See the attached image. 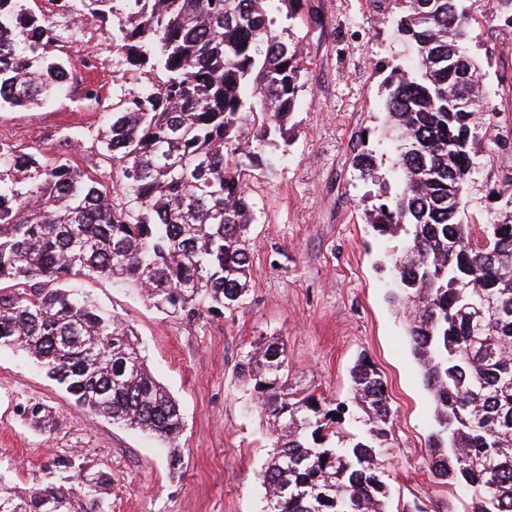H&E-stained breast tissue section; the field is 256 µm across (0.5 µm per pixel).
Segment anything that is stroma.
Listing matches in <instances>:
<instances>
[{"instance_id": "1", "label": "stroma", "mask_w": 512, "mask_h": 512, "mask_svg": "<svg viewBox=\"0 0 512 512\" xmlns=\"http://www.w3.org/2000/svg\"><path fill=\"white\" fill-rule=\"evenodd\" d=\"M319 25L289 21V37L306 53L304 87L288 140L275 146L271 168L243 175L254 221L250 226L253 287L239 308L193 319L166 316L134 291L103 279L88 291L103 309L129 324L157 379L176 397L184 418L177 440L180 472L168 465L165 443L76 408L68 395L19 352L0 351V473L18 487L40 484L55 456L76 457L87 471L112 476L108 512H266L261 471L272 439L237 378L244 352L283 337L288 384L334 403L349 402L351 370L368 357L386 384L393 413L380 460L390 486L391 512L412 499L430 512H461L458 488L429 468L427 441L433 401L423 384L401 319L390 302L388 265L402 244L372 233L362 209L372 187L352 165L350 138L371 131L379 171L393 179V145L382 120L383 66L412 53L392 17L367 0H305ZM59 30L55 54L68 60L65 95L30 111L0 108V149L71 160L110 181L101 143L106 114L125 92L158 81L157 73L126 65L112 37L82 20L80 0H29ZM471 48L490 57L480 88L496 106L492 128L512 133V28H496ZM512 180V150L478 158L468 187L469 213L497 217L488 193ZM37 402L55 418L52 431L33 428L20 414Z\"/></svg>"}]
</instances>
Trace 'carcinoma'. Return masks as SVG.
Returning <instances> with one entry per match:
<instances>
[{
    "label": "carcinoma",
    "mask_w": 512,
    "mask_h": 512,
    "mask_svg": "<svg viewBox=\"0 0 512 512\" xmlns=\"http://www.w3.org/2000/svg\"><path fill=\"white\" fill-rule=\"evenodd\" d=\"M118 1L127 21L112 29L113 48L162 80L113 104L110 186L66 160L0 149V350L24 352L76 407L171 442L183 429L179 404L130 326L83 287L126 284L181 319L244 303L253 206L241 174L273 166L264 147L285 138L296 111L305 57L277 17L295 18L304 0H81L83 16L106 24ZM371 2L398 16L415 56L385 80L396 186L361 133L353 166L376 187L367 223L413 250L391 259L392 304L434 404L430 469L467 494V512H512V182L497 192L498 222L463 219L484 117L495 111L472 81L483 67L469 41L482 17L512 27V0L480 14L477 0ZM58 41L26 0H0V104L34 109L63 91L67 62L50 51ZM285 361L277 336L236 366L272 428L267 512H388L379 454L392 414L376 368L362 358L351 372L365 430L330 445L343 409L289 391ZM51 468L103 512L112 475L86 474L70 456ZM71 494L0 477V512H71Z\"/></svg>",
    "instance_id": "obj_1"
}]
</instances>
